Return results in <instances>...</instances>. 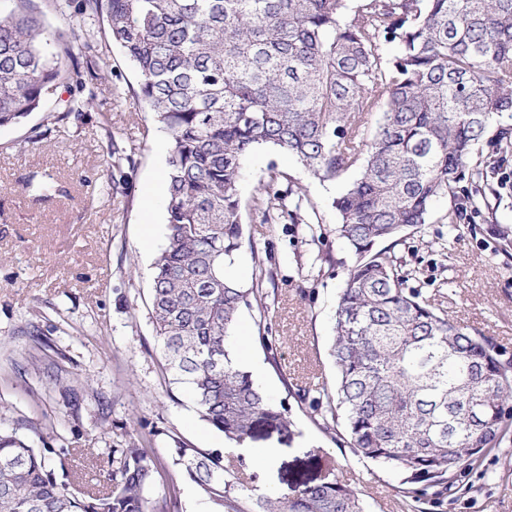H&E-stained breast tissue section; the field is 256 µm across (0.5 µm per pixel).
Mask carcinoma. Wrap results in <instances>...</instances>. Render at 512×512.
<instances>
[{
  "label": "carcinoma",
  "instance_id": "cac0c4a2",
  "mask_svg": "<svg viewBox=\"0 0 512 512\" xmlns=\"http://www.w3.org/2000/svg\"><path fill=\"white\" fill-rule=\"evenodd\" d=\"M14 2L0 16V127L44 108L59 87L93 99L110 41L136 70V105L168 135L151 322L165 370L202 420L237 444L264 428L291 433L287 408L229 353L259 297L225 276L253 248L239 182L252 150L270 145L323 182L358 170L332 202L352 260L334 311L336 396L315 411L343 424L355 454L404 474L415 500L460 490L512 426V368L487 337L403 287L394 248L440 198H450V224L486 203L459 184L485 181L479 145L492 123L512 119V0H50L57 14L90 21L70 38L50 34L33 0ZM494 148L507 158L512 125L498 128ZM296 196L288 220L312 235L307 194ZM175 454L215 512H365L334 477L291 497L248 496L223 452ZM71 456L0 430V512H180L175 487L158 490L148 449H112L101 488Z\"/></svg>",
  "mask_w": 512,
  "mask_h": 512
}]
</instances>
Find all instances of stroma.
Returning a JSON list of instances; mask_svg holds the SVG:
<instances>
[{
	"instance_id": "stroma-1",
	"label": "stroma",
	"mask_w": 512,
	"mask_h": 512,
	"mask_svg": "<svg viewBox=\"0 0 512 512\" xmlns=\"http://www.w3.org/2000/svg\"><path fill=\"white\" fill-rule=\"evenodd\" d=\"M106 81L93 105L60 122L35 112L0 127V427L34 447L73 449V464L97 482L98 466L115 448L139 441L162 464L161 484H175L180 512L212 505L172 463L176 445L228 451L223 436L201 420L188 393L162 373L160 344L148 293L154 259L164 243L163 206L169 141L151 113L135 105L138 77L116 46L103 54ZM125 153L110 161V147ZM281 176L280 195L300 186L322 232L278 219L255 203L268 166ZM53 178L42 197L29 181ZM501 196L491 210L448 223L449 200H438L422 229L395 249L420 289L450 320L492 339L512 362V158L488 173ZM345 179H314L291 156L257 147L240 182L242 221L254 246L230 268L251 283L263 268L261 303L244 310L236 334L260 368L255 383L285 403L291 436L251 440L271 466L243 457L248 488L292 493L334 474L357 492L367 512H512V432L484 454L463 480L464 492L441 503H411L392 467L356 456L326 431L312 404L325 400L336 371L329 356L336 296L348 249L334 228L331 202ZM265 329L271 343L257 337ZM80 387L71 404L68 387ZM54 424L38 438L33 426Z\"/></svg>"
}]
</instances>
